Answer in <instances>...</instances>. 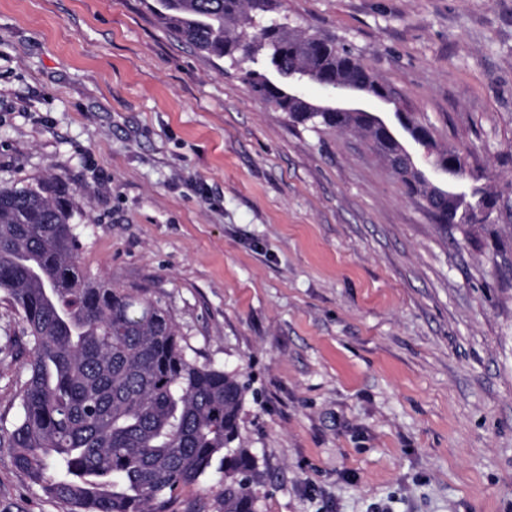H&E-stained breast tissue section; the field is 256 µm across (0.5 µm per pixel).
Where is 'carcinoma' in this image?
Segmentation results:
<instances>
[{
    "label": "carcinoma",
    "instance_id": "carcinoma-1",
    "mask_svg": "<svg viewBox=\"0 0 512 512\" xmlns=\"http://www.w3.org/2000/svg\"><path fill=\"white\" fill-rule=\"evenodd\" d=\"M275 0H153L149 9L181 40L224 59L251 91L288 121L320 132L352 128L389 157L391 140L368 119L311 109L288 97L289 80L328 85L355 77L367 94L387 87L350 50L314 40L269 18ZM408 138L425 145L434 166L453 168L470 192H451L416 166L398 164L412 196H436L432 212L446 229H468L504 209L476 185L467 154L440 146L431 130L403 112ZM74 195L62 177L0 187V291L21 316L29 346L20 413L0 423V447L52 500L71 512H168L174 494L217 470L220 512H260L257 457L241 438L249 384L234 370L189 358L168 307L86 275L72 224Z\"/></svg>",
    "mask_w": 512,
    "mask_h": 512
}]
</instances>
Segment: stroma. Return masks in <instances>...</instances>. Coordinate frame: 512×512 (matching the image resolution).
<instances>
[{"label": "stroma", "instance_id": "35a3bbf8", "mask_svg": "<svg viewBox=\"0 0 512 512\" xmlns=\"http://www.w3.org/2000/svg\"><path fill=\"white\" fill-rule=\"evenodd\" d=\"M512 195V0H277ZM146 0H0V186L74 191L80 263L251 383L262 512H512V220L443 231L370 140L313 132ZM0 421L29 350L0 297ZM221 473L169 512H218ZM0 512H69L0 447Z\"/></svg>", "mask_w": 512, "mask_h": 512}]
</instances>
